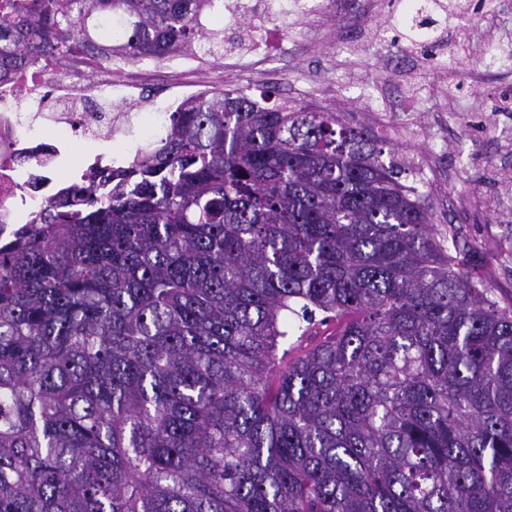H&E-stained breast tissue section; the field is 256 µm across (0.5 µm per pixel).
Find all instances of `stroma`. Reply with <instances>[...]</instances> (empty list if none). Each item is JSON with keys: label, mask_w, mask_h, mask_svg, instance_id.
Returning <instances> with one entry per match:
<instances>
[{"label": "stroma", "mask_w": 512, "mask_h": 512, "mask_svg": "<svg viewBox=\"0 0 512 512\" xmlns=\"http://www.w3.org/2000/svg\"><path fill=\"white\" fill-rule=\"evenodd\" d=\"M400 14L389 0L370 8L364 0H331L288 29L278 60L245 86L335 109L349 124L397 144L401 181L427 192L435 230L456 228L462 241L477 245L484 276L498 297L510 298L512 112L499 105L512 97V60L499 47L512 42V0H493L480 24L460 34L463 52H450L449 65L436 72L412 54L391 56L374 45L375 20L392 25ZM364 81L377 96L370 108L359 97ZM149 145L129 126L109 141L63 147L61 172L75 176L99 156L124 165L131 149Z\"/></svg>", "instance_id": "1"}]
</instances>
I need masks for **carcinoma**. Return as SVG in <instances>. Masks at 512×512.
Listing matches in <instances>:
<instances>
[{"label": "carcinoma", "instance_id": "carcinoma-1", "mask_svg": "<svg viewBox=\"0 0 512 512\" xmlns=\"http://www.w3.org/2000/svg\"><path fill=\"white\" fill-rule=\"evenodd\" d=\"M209 2L3 0L0 83L115 18L164 60ZM262 99L184 101L0 241V512H512V299L396 145Z\"/></svg>", "mask_w": 512, "mask_h": 512}]
</instances>
